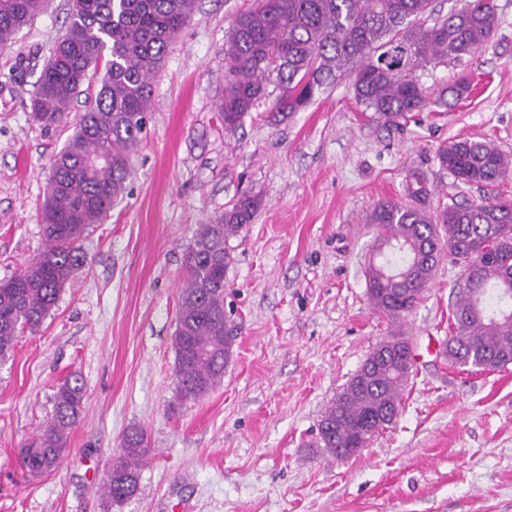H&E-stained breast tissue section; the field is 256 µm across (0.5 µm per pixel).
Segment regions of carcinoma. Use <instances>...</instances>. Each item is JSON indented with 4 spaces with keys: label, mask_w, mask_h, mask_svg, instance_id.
<instances>
[{
    "label": "carcinoma",
    "mask_w": 512,
    "mask_h": 512,
    "mask_svg": "<svg viewBox=\"0 0 512 512\" xmlns=\"http://www.w3.org/2000/svg\"><path fill=\"white\" fill-rule=\"evenodd\" d=\"M196 0H72L69 25L45 63L32 110L52 126L81 93L88 74L101 73L100 89L56 155L42 212L45 250L23 269L0 279V365L10 359L18 333L37 330L73 272L85 262L80 239L112 209L131 172L151 102V79L169 45L191 18ZM45 0H0V46L10 43L42 12ZM431 0H255L224 43V130L235 131L269 98L280 94L270 118L297 112L331 81L350 79L356 103L388 119L423 111L430 98L414 71L459 60L486 46L498 28L494 0H466L430 19ZM466 76L439 92L452 108L469 93ZM454 184L495 187L507 180L512 158L487 140H453L435 150ZM411 203H381L370 216L378 229L376 257L366 268L376 310L401 318L420 300L448 247L462 270L452 304L445 355L453 366L487 370L512 363V199L498 194L480 202L448 196L430 210L423 174L409 173ZM255 197L240 198L219 219L199 226L184 255L175 336L176 402L196 401L224 378L233 357V329L224 316V269L230 239L252 222ZM409 345L392 336L372 351L337 395L319 424L321 447L338 459L342 448L366 445L386 426L370 421L400 411L414 362L398 351ZM81 377L68 378L54 395V411L35 445L18 449L29 472L60 463L70 431L84 409ZM149 452L141 429L123 438L104 494L121 501L137 489L138 468Z\"/></svg>",
    "instance_id": "obj_1"
}]
</instances>
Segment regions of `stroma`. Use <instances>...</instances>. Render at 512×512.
<instances>
[{"label": "stroma", "instance_id": "1", "mask_svg": "<svg viewBox=\"0 0 512 512\" xmlns=\"http://www.w3.org/2000/svg\"><path fill=\"white\" fill-rule=\"evenodd\" d=\"M472 56L417 69L429 89L468 76L450 110L387 121L362 111L348 80L272 121L266 105L224 130V40L253 0H197L152 81L147 134L107 217L81 239L85 263L37 332H20L0 366V512H512V365H450L453 291L461 269L441 259L423 299L399 321L370 302L364 270L381 202L407 204L408 171L423 173L430 207L452 176L436 148L489 139L512 156V0ZM70 0H47L32 27L0 47V278L43 251L51 164L74 132L98 76L66 120L31 111L40 71L68 25ZM251 224L232 238L224 309L236 329L223 381L175 403V348L184 253L200 225L242 195ZM408 337L415 373L397 420L356 456L319 448L325 410L373 348ZM86 389L59 468L35 475L17 450L49 421L58 386ZM144 430L138 487L103 494L124 435Z\"/></svg>", "mask_w": 512, "mask_h": 512}]
</instances>
